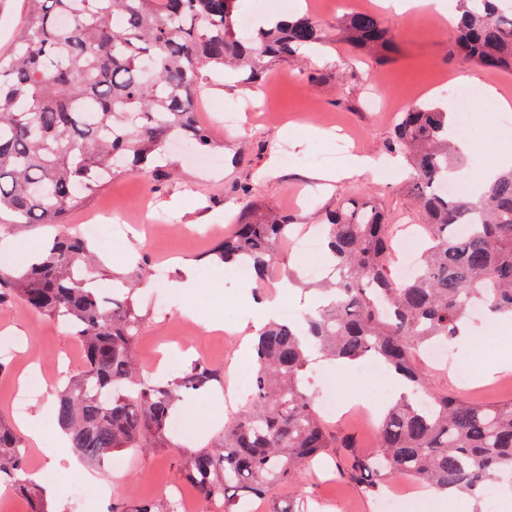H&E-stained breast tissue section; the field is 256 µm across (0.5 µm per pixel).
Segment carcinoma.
<instances>
[{
  "instance_id": "cac0c4a2",
  "label": "carcinoma",
  "mask_w": 512,
  "mask_h": 512,
  "mask_svg": "<svg viewBox=\"0 0 512 512\" xmlns=\"http://www.w3.org/2000/svg\"><path fill=\"white\" fill-rule=\"evenodd\" d=\"M239 0H25L10 55L0 54V225L55 224L52 245L26 267H0V305L14 299L68 324L84 349L81 373L57 390L54 418L82 459L172 443L169 423L186 393L224 387V369L194 363L178 377L144 375L135 354L141 320L137 284L95 288L96 255L67 225L112 178L151 168L168 142L214 147L194 118L200 69L228 67L254 83L267 66L323 45L336 34L380 55L398 32L377 13L355 11L325 24L305 13L241 30ZM502 0H460L457 53L493 72H512V11ZM70 19V25L61 18ZM456 116L433 104L402 113L388 142L405 155L409 189L426 217L427 239L414 276H392L394 225L376 205L349 199L326 215L331 274L328 304L296 322H271L254 343L252 399L214 443L176 460L181 479L206 504L245 512L253 498L299 477L316 457L336 454L341 477L367 496L397 479L479 499L512 471V402L482 404L430 386L420 355L448 342L474 302L512 313V168L475 196L448 197L439 185L461 166ZM465 226L467 233L460 234ZM293 231L288 213L253 202L210 254L247 263L267 282L278 245ZM331 359L373 357L411 385L383 414L378 451L350 450L329 431L303 376L312 352ZM22 437L0 424V482L30 497Z\"/></svg>"
}]
</instances>
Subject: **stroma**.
I'll use <instances>...</instances> for the list:
<instances>
[{
  "instance_id": "1",
  "label": "stroma",
  "mask_w": 512,
  "mask_h": 512,
  "mask_svg": "<svg viewBox=\"0 0 512 512\" xmlns=\"http://www.w3.org/2000/svg\"><path fill=\"white\" fill-rule=\"evenodd\" d=\"M390 22L399 37L388 61L359 58L342 43L331 42L314 54L269 65L261 82L243 84L221 72L203 68L198 79L195 112L198 122L209 127L218 153L225 157L222 170L210 174L184 162L179 153H170L172 169L161 192H153L152 175L115 176L112 182L91 197L83 209L73 212L68 222L76 226L104 204L129 209V221L141 223L137 206L148 199L151 213L162 215L169 234L153 236L151 229L140 234L113 239L102 251L103 267L99 283L110 288L113 281L126 280L137 272L141 254L150 259L146 284L134 296L135 308L143 318L136 342L142 369H149L159 356L172 360L177 373L199 361L218 367H234L235 382H242L254 370L250 333L258 318L257 296L251 281L200 279L193 296L176 294L169 283L176 275L175 258L203 267L204 253L231 232L227 216L240 210L239 188L251 186L258 204L289 213L298 229H315L326 210L343 199L361 197L376 203L390 223L402 226L423 223L424 218L407 188L406 168H393L385 152L397 112H377L367 106L374 97L399 110L419 103L445 105L446 96L431 91L434 80L493 87L498 93L512 90V73L489 72L463 57H451L449 22L432 16H394ZM319 74V83L308 74ZM248 107V118L237 126L224 125V113ZM474 136L465 153L466 167L480 158H493L501 136L512 133L493 106L472 113ZM354 154L375 157V172L346 178L339 169ZM277 159V172H270V159ZM333 171L337 178L321 182L319 174ZM53 229L48 225L20 224L0 228V242L11 246L16 258L39 252ZM224 318L225 337L211 335L202 325H189L187 312ZM476 342L458 344L466 354L469 385H461L448 369L428 371L432 388L484 402L512 401V372L487 378L483 372L502 352L512 351V324L503 326L495 341L482 337L480 316H472ZM17 343L16 357L8 360V370L0 374V423L17 428L22 424L14 411L15 393L24 377L44 376L42 386L26 402V416L32 417L41 434V443L26 441L29 474L45 480H59L60 490L49 499L51 512H99L96 485L82 473L57 478L45 445L58 433L53 417L55 391L61 381L59 365L65 354L80 350L79 341L62 323L28 310L21 302L0 306V338ZM306 385L313 395L332 392L335 396L364 400L374 394L373 384L364 378L344 376L332 362H321L306 373ZM184 423L176 435V447L195 448L215 437L231 411L224 404L223 391L194 395L177 409ZM331 430L352 437L362 452L377 451L379 422L354 411L328 418ZM176 448H157L121 453L119 470L103 471L112 487V498L128 504L146 500L164 508L173 490L196 498L195 488L181 484L173 467ZM308 500L313 512H377L375 498L365 496L344 482L336 458L307 469L299 478L277 487L272 495L258 499L256 512H273L288 499Z\"/></svg>"
}]
</instances>
